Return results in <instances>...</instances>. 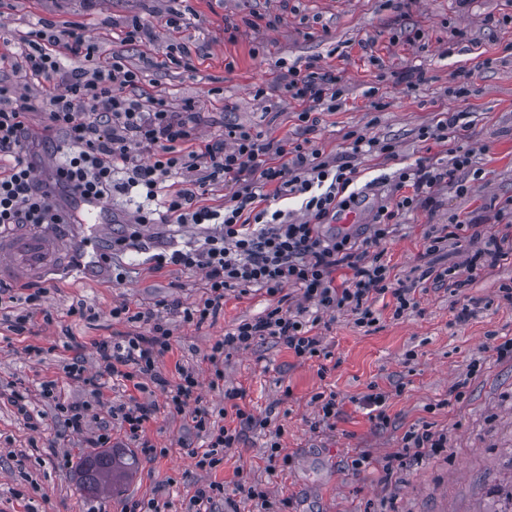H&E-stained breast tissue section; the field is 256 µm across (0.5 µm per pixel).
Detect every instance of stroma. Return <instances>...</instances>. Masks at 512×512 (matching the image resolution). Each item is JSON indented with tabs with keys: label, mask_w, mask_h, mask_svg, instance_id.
<instances>
[{
	"label": "stroma",
	"mask_w": 512,
	"mask_h": 512,
	"mask_svg": "<svg viewBox=\"0 0 512 512\" xmlns=\"http://www.w3.org/2000/svg\"><path fill=\"white\" fill-rule=\"evenodd\" d=\"M178 17V28L167 20ZM57 26H85L103 58L119 54L128 65L144 68L142 89L163 95L175 105L192 103L201 114V140L238 125L267 138L311 142L327 153L343 149L342 136L353 129L395 144L398 158L358 159V187L365 195L357 208V233H365L377 207L392 195L383 174L424 161L447 164L445 146L423 143L421 127L440 111L464 113L470 123L464 148L473 166L455 173L435 191L432 208L400 216L399 228L384 246L391 280L415 288L420 310L396 320L392 297L377 299L380 322L363 333L351 314L324 315L318 332L326 362L300 361L275 339L231 353L224 360L226 387L243 390L242 406L257 419L243 441L226 449L216 471L198 470L192 451L206 446L190 418L158 413L146 435L163 448L162 456L144 457L123 431L113 430V444L135 461L133 476L112 492L90 497L78 465L88 450L80 436H62L53 406L40 396L39 384L57 381L71 401H93L90 387L71 381L63 367L82 352L87 371L96 366L95 342L138 329L113 319L119 303L156 308L179 301L194 307L203 296L204 275L174 266L155 268L151 257L172 243L198 240L196 228L179 224H136L132 218L143 198L113 193L114 214L126 217L121 231L128 248L114 252L89 282L56 272L17 282L0 297V512H123L132 499L155 500L161 512H185L197 486L219 482L226 512L237 483L266 488L272 499L288 500V512H496L499 497L512 487V360L492 357L493 338L512 337V305L499 299L502 285H512V257L477 272L458 289L434 290L421 278L428 265L461 267L482 247V240L462 238L443 252L426 255L424 235L430 225L478 223L480 231L497 230L512 221L499 206L512 198V0H0V53L8 52L39 20ZM143 23L145 42L128 45L118 34L132 22ZM419 31L412 42L409 32ZM152 58L144 67V58ZM341 75L342 105L322 112L316 132L305 130L301 102L286 97L289 67L311 60ZM471 72L470 93L455 96L459 72ZM466 192H459V185ZM122 269L124 281L113 280ZM45 289L43 309L29 313L21 296ZM91 308L84 319L70 309ZM473 304L472 316L456 321L461 305ZM277 300L250 289L226 297L215 318L201 325L167 316L173 351L160 363L165 376L175 364L196 371L199 392L223 422L224 396L209 387L211 344L244 321L263 316ZM52 323H45L44 312ZM29 314L23 333L9 320ZM37 346L41 355L30 354ZM417 358L405 362L407 350ZM482 361L469 374L472 361ZM327 366L319 376V366ZM465 381L464 397L449 392ZM29 390L39 429L16 414L8 395L12 384ZM389 393L387 423L371 420L363 398L370 386ZM335 391L339 414L333 427L315 426L312 395ZM447 435L446 452L411 458L393 476H385L383 457L401 447L404 434L423 424ZM279 431L287 466L269 471L266 443ZM368 455L369 463L351 462ZM71 466H61L62 458Z\"/></svg>",
	"instance_id": "stroma-1"
}]
</instances>
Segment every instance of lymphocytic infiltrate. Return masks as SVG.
<instances>
[{
  "instance_id": "lymphocytic-infiltrate-1",
  "label": "lymphocytic infiltrate",
  "mask_w": 512,
  "mask_h": 512,
  "mask_svg": "<svg viewBox=\"0 0 512 512\" xmlns=\"http://www.w3.org/2000/svg\"><path fill=\"white\" fill-rule=\"evenodd\" d=\"M96 54L97 47L83 27L62 29L43 20L17 50L0 56V65H9L49 88L48 97L38 102L0 81V229L63 221L30 159L36 141L27 133V116L42 110L49 129L64 131L73 146L63 170L84 194L108 200L114 190L140 188L147 198L160 199L161 208L139 211L137 223L172 218L179 224L214 225L202 245L189 244L154 256L156 267L170 264L205 273L206 297L194 308L184 309V321L204 322L223 307L230 292L239 289L259 287L272 296L287 287L300 290L303 303L296 309L273 307L211 346L206 356L213 367L210 387L223 392L228 403H236L243 393L225 387L224 357L248 349L256 339L277 338L306 362L326 354L315 333L323 314L349 312L356 326L369 333L379 322L374 308L378 296L392 295L393 318L418 311L414 289L393 287L381 245L393 233L401 213L433 206L435 188L455 172L471 168V153L462 146L468 126L461 113H436L432 124L421 129L422 141L447 145V164L420 162L396 170L392 182L397 195L377 208L370 234L362 239L348 232H326L325 226L340 211L356 206L363 195L357 186L355 159L368 153L396 159L393 143L351 130L344 134L346 147L337 157L232 127L223 137L200 145L192 106L177 109L165 97L137 94L142 71L128 67L118 55L96 62ZM72 59L92 60L96 66L72 68L68 65ZM285 90L305 103L299 119L310 131L319 123L317 110L336 111L342 96L339 77L312 62L301 71L289 69ZM119 170L126 174L120 184L113 180ZM218 180L233 186L220 210L201 202L206 183ZM269 186L276 197L300 199L299 211L263 208L264 190ZM340 271L345 274L341 281L336 278ZM311 305L317 314L309 319L305 313ZM112 316L130 323L153 322V333H128L98 342L94 374H87L77 359L66 364L65 373L97 392L104 380L121 382L133 390L127 402L109 406L102 415L88 403L65 400L53 380L41 382V396L53 403L65 428L83 436L86 447H111V423L116 420L127 439L150 458L158 450L145 434L146 424L158 408L172 416L190 417L208 440L204 451L195 453V466L206 472L216 470L224 463L225 449L235 447L245 427L254 423V415L237 406L238 426L217 424L212 411L200 403L194 369L176 365L172 380L160 372L172 340L169 330L155 325V312L123 303L113 307ZM156 390L164 396L163 405L151 398ZM447 443L446 435L429 426L409 430L401 448L384 457L382 469L390 474L404 468L408 458L441 454Z\"/></svg>"
}]
</instances>
